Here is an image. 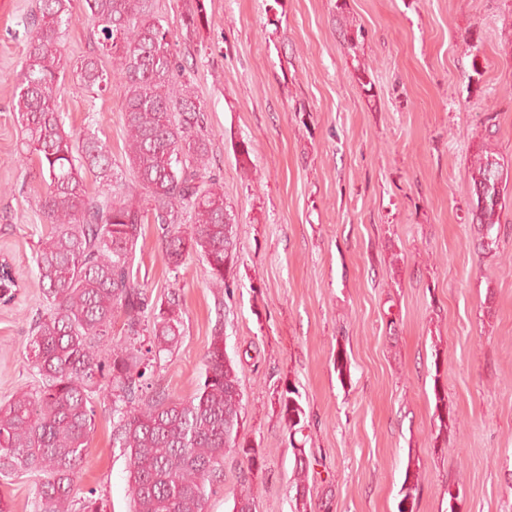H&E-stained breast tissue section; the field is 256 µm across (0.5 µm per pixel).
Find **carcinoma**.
Listing matches in <instances>:
<instances>
[{
    "label": "carcinoma",
    "mask_w": 512,
    "mask_h": 512,
    "mask_svg": "<svg viewBox=\"0 0 512 512\" xmlns=\"http://www.w3.org/2000/svg\"><path fill=\"white\" fill-rule=\"evenodd\" d=\"M73 2L40 0L13 92L23 134L19 161L35 162L46 187L39 207L51 229L34 262L49 307L31 328L26 357L39 384L0 406V477L39 472L36 512H73V484L95 431L96 399L105 393L112 398V447L127 458L131 512H206L221 489L225 453L261 466L260 453L238 438L242 397L235 365L224 353L222 313L194 393L183 399L154 390L148 360L176 348L184 309L179 294L154 298L134 274L144 225L153 224L169 270L179 272L193 256L202 259L217 306H224L238 255L223 185L211 174L205 107L152 0H80L84 19L99 28V55L74 65L61 40L75 20ZM203 11L196 0L182 17L186 32L197 29ZM71 67L96 96L112 78L123 82L125 169H115L92 125L81 135L66 129L57 94ZM503 170L491 155L477 168L480 224L497 222ZM89 173L102 186L96 193L88 191ZM16 288L4 259L0 301L10 302ZM118 313L124 337L116 340ZM294 393L290 387L278 397L290 431L303 417ZM308 468L306 452L295 454L296 512H311Z\"/></svg>",
    "instance_id": "obj_1"
}]
</instances>
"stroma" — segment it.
<instances>
[{"instance_id": "obj_1", "label": "stroma", "mask_w": 512, "mask_h": 512, "mask_svg": "<svg viewBox=\"0 0 512 512\" xmlns=\"http://www.w3.org/2000/svg\"><path fill=\"white\" fill-rule=\"evenodd\" d=\"M194 3L153 10L195 72L239 262L220 313L206 263L172 278L154 225L135 265L152 296L177 291L186 311L177 348L150 363L154 387L191 396L224 321L239 435L263 463L227 453L207 512H232L244 489L254 512H294L298 448L312 512H398L409 470L413 512H512V0H204L189 36ZM37 8L0 0V255L21 282L0 304V403L35 383L26 345L46 310L33 273L45 187L36 163H17L12 111ZM123 91L116 79L89 97L70 71L57 95L67 125L96 119L118 164ZM488 152L508 173L489 230L472 182ZM289 387L305 412L293 432L277 402ZM96 413L74 496L129 512L110 399Z\"/></svg>"}]
</instances>
